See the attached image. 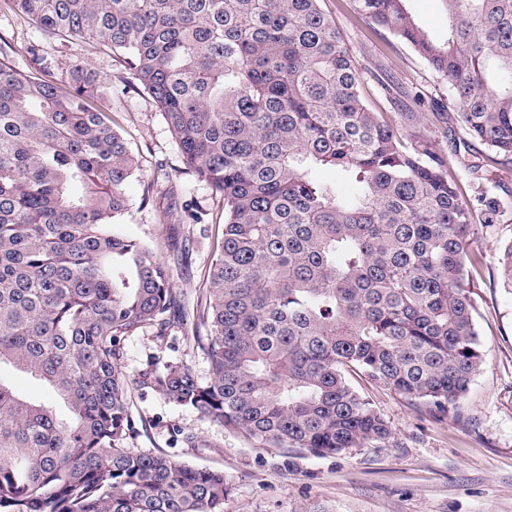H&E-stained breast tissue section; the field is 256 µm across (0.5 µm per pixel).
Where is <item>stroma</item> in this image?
I'll return each mask as SVG.
<instances>
[{"mask_svg":"<svg viewBox=\"0 0 512 512\" xmlns=\"http://www.w3.org/2000/svg\"><path fill=\"white\" fill-rule=\"evenodd\" d=\"M359 72L367 106L403 132L408 142L427 141L451 172L481 164L489 149L460 124L437 119L432 100L448 87L414 48L358 16L353 0H322ZM0 41L11 65H31L29 48L54 70L91 58L112 78L101 101L139 162L129 183L132 201L122 228L154 248L180 293V321L167 335L145 329L124 343L122 370L129 381V411L136 432L128 448L164 452L198 468L219 469L232 490L224 512H512V288L504 287L500 258L512 242V160L492 168L485 186L505 202L491 227L479 226L471 243L483 260L470 273L474 319L483 362L457 409L432 414L409 398L360 375L351 379L389 421V442L321 457L264 443L240 429L215 424L142 388L147 363L182 362L202 379L209 364L193 337L212 255L222 239L224 205L206 182L185 169L175 137L149 95L123 89L121 60L88 44L42 38L29 20L0 7ZM203 213L190 223L188 209ZM194 434L195 448L182 438Z\"/></svg>","mask_w":512,"mask_h":512,"instance_id":"obj_1","label":"stroma"}]
</instances>
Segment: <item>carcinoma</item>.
Returning <instances> with one entry per match:
<instances>
[{"label": "carcinoma", "mask_w": 512, "mask_h": 512, "mask_svg": "<svg viewBox=\"0 0 512 512\" xmlns=\"http://www.w3.org/2000/svg\"><path fill=\"white\" fill-rule=\"evenodd\" d=\"M51 39L128 59L185 168L224 200V230L194 337L210 364L151 366L141 386L280 448L332 456L391 427L349 382L361 374L444 413L482 343L467 290L476 223L502 202L468 169L407 147L361 96L321 0H3ZM448 85V107L512 157V0H446L437 44L405 0H354ZM13 69L0 51V512H224V472L123 448L134 435L124 341L166 335L171 269L124 233L138 161L94 102L112 79ZM335 170L332 182L320 170Z\"/></svg>", "instance_id": "cac0c4a2"}]
</instances>
